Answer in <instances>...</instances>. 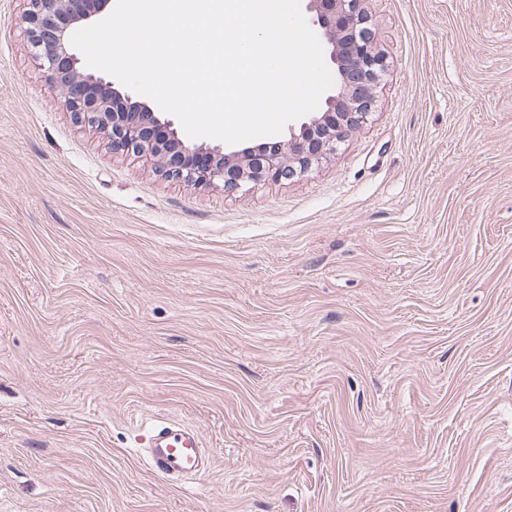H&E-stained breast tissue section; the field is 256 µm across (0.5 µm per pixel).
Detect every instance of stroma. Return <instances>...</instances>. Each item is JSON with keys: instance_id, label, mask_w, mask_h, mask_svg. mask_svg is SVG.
<instances>
[{"instance_id": "stroma-1", "label": "stroma", "mask_w": 512, "mask_h": 512, "mask_svg": "<svg viewBox=\"0 0 512 512\" xmlns=\"http://www.w3.org/2000/svg\"><path fill=\"white\" fill-rule=\"evenodd\" d=\"M0 0V512H512V0H368L387 70L305 176L112 153ZM196 428L209 471L139 443Z\"/></svg>"}]
</instances>
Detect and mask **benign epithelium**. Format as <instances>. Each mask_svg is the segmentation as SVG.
Instances as JSON below:
<instances>
[{"instance_id":"obj_1","label":"benign epithelium","mask_w":512,"mask_h":512,"mask_svg":"<svg viewBox=\"0 0 512 512\" xmlns=\"http://www.w3.org/2000/svg\"><path fill=\"white\" fill-rule=\"evenodd\" d=\"M25 32L39 66L60 92L76 123L108 135L115 154H133L187 187L222 183L233 193L247 183L282 182L311 170L368 120L387 68L365 0H304L324 56L335 71L322 110L273 146L226 151L190 143L174 123L122 93L112 79L87 71L73 33L98 22L111 0H27Z\"/></svg>"}]
</instances>
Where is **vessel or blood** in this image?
<instances>
[{"mask_svg":"<svg viewBox=\"0 0 512 512\" xmlns=\"http://www.w3.org/2000/svg\"><path fill=\"white\" fill-rule=\"evenodd\" d=\"M152 469L165 478L201 473L207 465V453L195 430L168 423L153 428L144 438Z\"/></svg>","mask_w":512,"mask_h":512,"instance_id":"1","label":"vessel or blood"}]
</instances>
